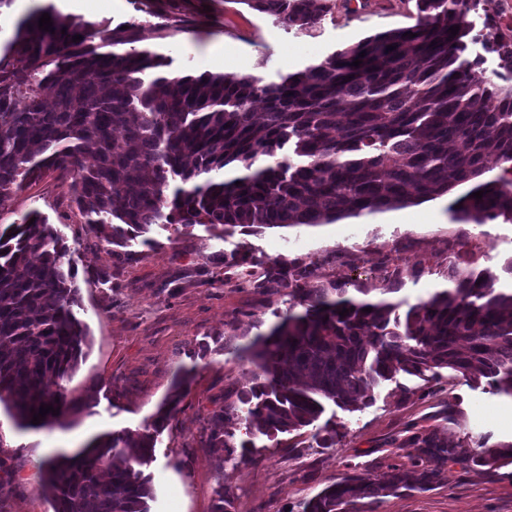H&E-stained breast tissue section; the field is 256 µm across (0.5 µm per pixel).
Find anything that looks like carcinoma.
I'll return each instance as SVG.
<instances>
[{
	"instance_id": "1",
	"label": "carcinoma",
	"mask_w": 512,
	"mask_h": 512,
	"mask_svg": "<svg viewBox=\"0 0 512 512\" xmlns=\"http://www.w3.org/2000/svg\"><path fill=\"white\" fill-rule=\"evenodd\" d=\"M238 2L306 35L336 7L335 0ZM489 3L416 0L414 25L368 36L273 80L171 76L163 71L170 57L137 46L141 22L110 28L36 5L0 54V201L45 172L71 174L72 202L116 245L154 225L184 234L197 225L226 233L332 224L460 186L469 190L449 207L455 222L512 224V84L475 80L481 59L464 57L474 30L468 15L481 9L477 37L512 81V41L495 26ZM44 13L52 33L38 27ZM75 35L82 39L72 41ZM493 153L506 163L497 174L486 164ZM69 252L37 211L0 231V406L19 429H39L85 407L64 385L91 344L74 312ZM224 267L239 269L258 293L286 289L288 312L240 350L256 383L239 392V405L213 414L215 448L228 447L227 423L270 437L313 425L329 403L360 410L373 403L375 387L399 373L428 390L448 369L486 378L512 398V284L499 285L489 268L461 266L453 250L448 287L403 315V302L384 296L401 289L404 275L420 278L421 265L405 271L378 262L381 299L348 281L325 285L313 259L273 261L259 273L243 261ZM189 377L177 370L172 392L142 428L100 434L43 462L54 512H150L154 489L144 468ZM42 404L59 414L31 423ZM338 436L328 422L315 433L324 448ZM475 444L464 455L462 443L440 427L413 432L402 443L415 451L410 465L339 477L301 512H362L403 489L440 483L449 464L491 473L512 463V442L481 436ZM215 495L212 512H230L229 490L220 485Z\"/></svg>"
}]
</instances>
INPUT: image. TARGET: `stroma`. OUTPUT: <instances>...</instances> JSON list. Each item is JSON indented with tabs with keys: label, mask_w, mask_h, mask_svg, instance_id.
I'll return each instance as SVG.
<instances>
[{
	"label": "stroma",
	"mask_w": 512,
	"mask_h": 512,
	"mask_svg": "<svg viewBox=\"0 0 512 512\" xmlns=\"http://www.w3.org/2000/svg\"><path fill=\"white\" fill-rule=\"evenodd\" d=\"M62 13L111 25L142 20L154 10L159 22L190 24V31L159 38L145 27L141 44L171 57L170 72L259 75L292 73L334 50L416 21L415 0H336L320 29L308 36L276 24L239 0H52ZM224 49L210 58L211 47ZM452 196L424 202L429 216L414 207L403 219L392 212L365 214L333 224L252 232L236 228L218 235L194 227L182 235L152 228L147 238L125 246L92 232L71 202V179L49 173L24 191L0 201V225L39 211L67 238L77 270V317L89 329L91 346L68 382L86 406L66 425L17 430L0 418V458L14 476L0 483V512H53L41 489L44 456L71 453L97 435L135 429L155 413L178 369L195 379L175 419L158 436L147 472L155 498L150 512H212L217 487H227L232 512H300L336 477L351 472L379 475L409 461L402 442L411 428L448 426L453 438L489 436L512 442V398L446 371L433 395L423 382L404 375L381 384L372 405L349 412L327 404L322 421L336 424L335 447L316 444L314 427L269 438L229 426V445L210 447L211 416L236 402L253 375L238 349L267 332L288 310L285 291L264 294L240 284L226 260L246 257L259 271L277 260L288 264L319 259L326 282L351 280L375 287L380 257L409 269L424 263L426 273L406 279L396 300L416 303L446 287L448 244L459 229L448 211ZM471 245L482 246L479 266L495 267L512 256V224L468 225ZM253 449L243 457V446ZM374 512H512V465L496 473L448 466L441 483L426 490L384 497Z\"/></svg>",
	"instance_id": "1"
}]
</instances>
